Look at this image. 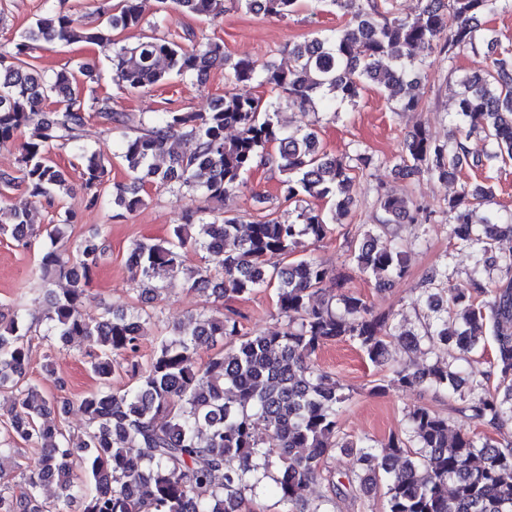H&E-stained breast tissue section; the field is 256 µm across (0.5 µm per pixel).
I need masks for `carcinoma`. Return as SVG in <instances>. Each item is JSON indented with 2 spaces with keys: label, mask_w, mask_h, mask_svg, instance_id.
Here are the masks:
<instances>
[{
  "label": "carcinoma",
  "mask_w": 512,
  "mask_h": 512,
  "mask_svg": "<svg viewBox=\"0 0 512 512\" xmlns=\"http://www.w3.org/2000/svg\"><path fill=\"white\" fill-rule=\"evenodd\" d=\"M511 1L421 0L415 17L401 18L388 16L378 0H318L342 10L349 20L327 37L288 49L294 58L288 69L272 61H234L220 42L186 48L152 31L166 22L170 8L213 23L223 19L229 6L284 19L295 12L298 0H98L95 26L50 7L10 48H1L0 148L17 151L21 176L0 172V236L25 250L42 235L37 271L50 284L63 278L69 284L52 296L42 338L62 347L86 339L98 345L100 354L91 362L98 386L78 402L84 426L77 433L67 431L60 421L70 403L51 410L49 399L27 377L39 322H28L19 312L0 323V390L15 396L6 434L0 436V512H69L77 500L81 512H244L249 495L268 477L279 512H334L335 503L326 495L310 508L306 491L336 451L354 459L348 479L352 492L368 495L382 488L385 512H512V442L465 429L450 435L448 418L426 407L408 414L404 434L378 446L339 436L336 416L349 395L313 363L324 343L347 338L401 387L427 385L453 395L461 387V371L436 363H391V314L374 312L348 287L350 278H338L324 262L299 255L304 239L326 237L336 214L350 211L355 174L368 169L374 158L360 149L352 157H331L320 146L315 124L289 131L277 119L283 97L298 101L306 113L321 109L334 118L336 105L355 104L368 86L385 91L394 112L418 109L424 103L418 51L437 52L450 61L461 48L479 55L489 36L480 28V17ZM138 28L151 33L134 46L112 37L116 30ZM81 41L112 46V82L121 91H149L174 76L203 85L212 70L221 68L224 94L205 112L166 108L137 121L115 110L111 97L79 91V82L97 80L92 66L45 74L26 62L48 44ZM247 83L267 89L268 96L234 92ZM460 85L452 115L456 129L467 136L484 134L491 145L487 160L512 161V58L484 63L463 76ZM50 98L55 108L46 112L42 104ZM92 118L126 130L120 158L129 181L112 185L114 218L142 206L149 185L222 200L246 187L245 176L252 170L266 167L279 174L280 193L294 204L292 215L265 216L242 232L236 214L190 208L167 239L134 241L127 266L140 278L145 296L160 295L165 282L180 276L188 288L209 291L217 299L272 288L284 318L280 333H243L231 311L191 316L161 337L141 370L130 357L155 313L142 307L107 309L95 317L83 313L86 287L107 254L104 241L90 236L71 249L67 229L76 221L74 213L64 211L37 233L27 211L8 205L7 198L19 185L49 205L67 193L68 178L49 153L68 147L89 204H97L112 160L81 142ZM228 129L236 135L227 137ZM187 141L195 145L190 153L180 150ZM403 151L398 167L405 176L422 173L448 180L465 163L479 168L487 161L470 158L461 137L439 144L418 127ZM490 196L491 191L476 185L448 198L451 236L473 249V271L464 284L450 285L444 271L431 269L421 302L432 322L422 334L404 331L397 339L407 351L420 352L426 342L452 348L464 358L491 337L498 384L493 390L481 382L471 384L468 419L497 428L512 420V253L495 256L492 246L499 236L512 235V213L505 217L488 210L474 221ZM315 201L330 207L316 208ZM376 204L381 219L364 232L350 263L360 275L373 277L382 291L405 272L403 247L382 234L391 224L426 222L428 216L426 207L411 211L404 199L382 186L376 189ZM190 249L206 252L215 268H185ZM271 254L296 259L270 269L266 257ZM491 265L500 272L496 281L482 276ZM333 281L340 289L337 299L321 298ZM216 339L224 342V350L204 368L196 367L195 346ZM125 367L131 368L135 383L114 392L109 379ZM19 441L38 450L33 464L14 463ZM50 481L58 488L53 501L42 496Z\"/></svg>",
  "instance_id": "1"
}]
</instances>
